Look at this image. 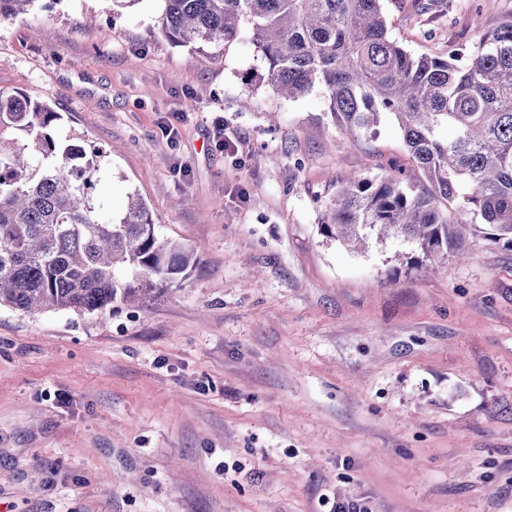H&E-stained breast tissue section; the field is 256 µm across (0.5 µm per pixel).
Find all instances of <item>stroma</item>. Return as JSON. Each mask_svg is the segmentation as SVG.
I'll use <instances>...</instances> for the list:
<instances>
[{"label":"stroma","instance_id":"obj_1","mask_svg":"<svg viewBox=\"0 0 512 512\" xmlns=\"http://www.w3.org/2000/svg\"><path fill=\"white\" fill-rule=\"evenodd\" d=\"M382 7L432 57L512 20V0ZM162 10L40 0L0 20V89L105 148L96 198L138 194L197 257L142 308L0 307V512H321L325 494L512 512V249L405 274L398 244L326 242L347 177L416 176L398 128L354 139L322 90L252 84L250 34L200 53Z\"/></svg>","mask_w":512,"mask_h":512}]
</instances>
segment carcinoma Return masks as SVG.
Returning <instances> with one entry per match:
<instances>
[{
  "mask_svg": "<svg viewBox=\"0 0 512 512\" xmlns=\"http://www.w3.org/2000/svg\"><path fill=\"white\" fill-rule=\"evenodd\" d=\"M36 2L0 0V20ZM244 27L264 64L257 85L290 99L322 88L349 134L392 116L420 173L348 179L320 210L325 238L353 249L398 241L410 270L464 256L468 234L512 247V21L439 58L393 39L381 0H164L161 30L176 46L220 50ZM59 120L47 103L0 90V307L142 305L186 276L194 251L161 237L136 194L103 220L93 189L106 152L55 135Z\"/></svg>",
  "mask_w": 512,
  "mask_h": 512,
  "instance_id": "obj_1",
  "label": "carcinoma"
}]
</instances>
